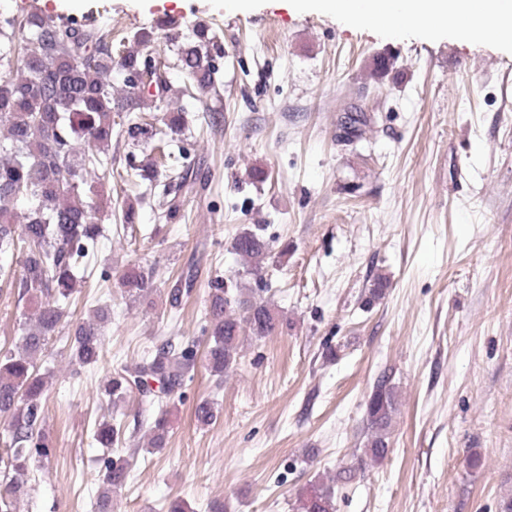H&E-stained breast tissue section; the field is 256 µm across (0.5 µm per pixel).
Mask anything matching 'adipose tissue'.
Returning <instances> with one entry per match:
<instances>
[{
  "label": "adipose tissue",
  "mask_w": 512,
  "mask_h": 512,
  "mask_svg": "<svg viewBox=\"0 0 512 512\" xmlns=\"http://www.w3.org/2000/svg\"><path fill=\"white\" fill-rule=\"evenodd\" d=\"M347 21L385 27L400 19L428 34L454 33L512 46V0H295Z\"/></svg>",
  "instance_id": "adipose-tissue-1"
}]
</instances>
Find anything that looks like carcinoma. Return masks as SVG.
Wrapping results in <instances>:
<instances>
[{
  "instance_id": "carcinoma-1",
  "label": "carcinoma",
  "mask_w": 512,
  "mask_h": 512,
  "mask_svg": "<svg viewBox=\"0 0 512 512\" xmlns=\"http://www.w3.org/2000/svg\"><path fill=\"white\" fill-rule=\"evenodd\" d=\"M28 33L22 66L13 68L11 44L16 32ZM192 36L177 42L178 36L164 24H154L133 35L135 47L126 50L119 42L120 66L126 73V89L112 92L108 75L112 70V33L94 24H76L66 18L46 16L32 7L21 15H0V276L18 288L19 297L34 304L33 319L23 328L19 343L0 355V415L10 417L9 441L5 443V485L0 487V512H13L16 502L29 493L32 465L49 459L50 448L42 432L44 394L51 372H40L37 361L51 338L62 332L65 308L77 288L78 268L103 236L89 195H98L86 179L87 168L102 163L109 154L112 135H126L130 141L152 138L164 126L174 135L182 134L185 118L181 112L140 115L146 101L163 102L169 85L167 70L184 72L190 86L200 91H217L219 67L216 59L224 50L216 35L198 23ZM178 43L173 65L147 61V48L160 40ZM87 55L78 69L69 59ZM119 126L123 131L114 132ZM145 163H129L130 177L150 188H162L158 196L161 218L171 223L180 216L179 196L171 195V182L189 186L183 152L165 153ZM30 197L36 204L17 225L14 202ZM26 245L22 275L14 280L11 264L19 243ZM232 251L243 261L246 272L260 275L271 258L270 244L256 232L245 229L232 242ZM133 300L152 292L147 277L134 270L121 276ZM188 274L167 292L176 307L194 288ZM209 308L212 344L204 355L206 367L216 381L237 365L242 335L259 340L273 334L280 325L276 313L264 302L244 292L236 281L217 277L211 282ZM70 363L80 367L95 364L103 336L97 321L76 324L67 337ZM193 341L166 340L150 355L113 373L101 393L111 404L136 390L144 410L150 412L146 427L147 452L165 447L168 410L162 397L170 396L184 384L195 366ZM397 412L395 386L388 375L373 387L366 404L367 443L357 456L358 467L379 463L390 448V428ZM103 448L125 440V428L117 422H102L94 431ZM131 461L122 456L103 459L101 490L95 512H112V495L127 484ZM302 512H335L329 489L310 487L300 499Z\"/></svg>"
}]
</instances>
